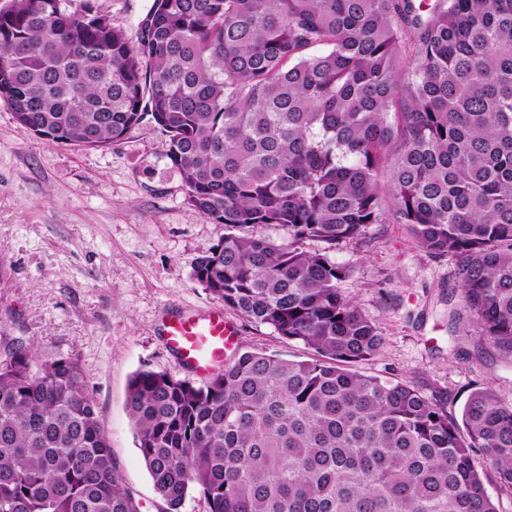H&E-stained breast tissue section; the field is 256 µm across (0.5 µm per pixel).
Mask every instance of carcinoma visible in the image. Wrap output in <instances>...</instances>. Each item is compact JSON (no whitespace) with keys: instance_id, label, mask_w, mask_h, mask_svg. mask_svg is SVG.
Segmentation results:
<instances>
[{"instance_id":"obj_1","label":"carcinoma","mask_w":512,"mask_h":512,"mask_svg":"<svg viewBox=\"0 0 512 512\" xmlns=\"http://www.w3.org/2000/svg\"><path fill=\"white\" fill-rule=\"evenodd\" d=\"M0 7V100L108 148L147 121L222 224L192 277L315 353L245 351L196 386L140 370L126 406L166 512H503L512 404L354 369L383 345L331 260L394 220L457 259L448 325L512 361V0H153L130 41L89 3ZM276 224V244L243 228ZM307 240L323 243L317 252ZM0 512H141L75 355L0 336Z\"/></svg>"}]
</instances>
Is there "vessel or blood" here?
<instances>
[{
    "label": "vessel or blood",
    "mask_w": 512,
    "mask_h": 512,
    "mask_svg": "<svg viewBox=\"0 0 512 512\" xmlns=\"http://www.w3.org/2000/svg\"><path fill=\"white\" fill-rule=\"evenodd\" d=\"M163 336L179 360L198 374L223 365L224 355L236 342V328L219 309L171 314L164 320Z\"/></svg>",
    "instance_id": "b4317fda"
}]
</instances>
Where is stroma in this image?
Listing matches in <instances>:
<instances>
[{"mask_svg":"<svg viewBox=\"0 0 512 512\" xmlns=\"http://www.w3.org/2000/svg\"><path fill=\"white\" fill-rule=\"evenodd\" d=\"M128 39L153 0H88ZM224 225L185 200L164 136L150 123L105 149H79L34 135L0 102V330L41 360L77 355L104 422L122 480L142 512H165L137 448L126 390L141 369L193 384L205 376L165 344L161 319L221 306L191 276L194 260L223 238ZM349 267L343 294L384 338L358 369L424 392L446 391L460 412L471 391L490 386L512 403V363L479 355L448 330L456 260L416 246L403 225H368L331 255ZM236 350L306 360L310 352L233 309Z\"/></svg>","mask_w":512,"mask_h":512,"instance_id":"obj_1","label":"stroma"}]
</instances>
